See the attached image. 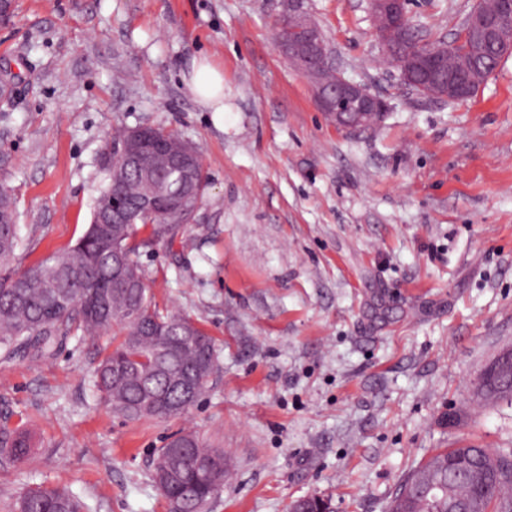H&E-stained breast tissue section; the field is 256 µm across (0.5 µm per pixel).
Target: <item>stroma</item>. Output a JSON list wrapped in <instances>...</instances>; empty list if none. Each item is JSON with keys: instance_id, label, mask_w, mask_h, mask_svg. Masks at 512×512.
I'll use <instances>...</instances> for the list:
<instances>
[{"instance_id": "1", "label": "stroma", "mask_w": 512, "mask_h": 512, "mask_svg": "<svg viewBox=\"0 0 512 512\" xmlns=\"http://www.w3.org/2000/svg\"><path fill=\"white\" fill-rule=\"evenodd\" d=\"M476 0H410L422 41L451 39ZM0 25V183L15 195L24 269L87 229L116 128L172 131L202 155L206 189L182 238L141 248L160 309L215 342L219 367L178 418L127 421L100 400L106 344L0 358V429L34 449L0 470L88 512H167L151 462L196 432L229 474L208 512H384L428 453L467 439L512 448V404L476 401L512 349V57L459 102L406 89L368 0H300L347 79L386 103L336 128L273 43L288 0H14ZM224 72V120L195 100L194 60Z\"/></svg>"}]
</instances>
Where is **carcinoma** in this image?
<instances>
[{"mask_svg": "<svg viewBox=\"0 0 512 512\" xmlns=\"http://www.w3.org/2000/svg\"><path fill=\"white\" fill-rule=\"evenodd\" d=\"M446 70H462L461 57L448 53L445 42L432 45ZM468 60L477 64L481 77L494 70V48L482 41L473 44ZM192 200H202L206 188L199 152H194ZM156 174L112 162L108 183L96 197L93 211L104 199L118 210L139 213L135 224L91 222L68 251L28 267L10 269L22 246L18 224L0 223V351L10 358L26 351L35 359L50 356L55 346L71 337L112 333V347L105 350L95 373L101 398L113 413L127 419H168L184 414L205 390L218 368L211 337L188 317L163 313L153 301L147 279L137 260L140 246L173 242L184 233L181 207L153 214L140 212V204L153 188ZM0 209L17 217L12 189L0 183ZM125 249L130 277L142 283L129 288L112 276V250ZM177 376L196 380V392L187 398L173 384ZM512 381V355L506 354L500 374L476 385L484 402L508 398L503 386ZM175 468L180 486H169L161 495L167 504L177 498L185 512H207L219 491L202 475L209 467L224 474V454L193 435ZM32 453L29 434L21 429L0 431V467L9 469ZM5 512H85L77 495L43 483L27 486ZM386 512H512V448L492 450L476 444H451L440 448L410 471L388 502Z\"/></svg>", "mask_w": 512, "mask_h": 512, "instance_id": "1", "label": "carcinoma"}]
</instances>
